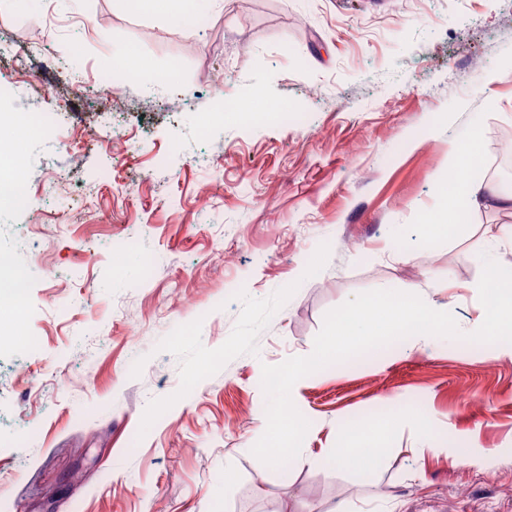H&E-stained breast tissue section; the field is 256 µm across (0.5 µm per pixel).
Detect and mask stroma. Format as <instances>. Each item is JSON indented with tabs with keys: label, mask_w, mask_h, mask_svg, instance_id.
Instances as JSON below:
<instances>
[{
	"label": "stroma",
	"mask_w": 512,
	"mask_h": 512,
	"mask_svg": "<svg viewBox=\"0 0 512 512\" xmlns=\"http://www.w3.org/2000/svg\"><path fill=\"white\" fill-rule=\"evenodd\" d=\"M0 39L42 45L23 70L0 62V106L107 108L129 143L79 140L71 111L20 138L55 222L35 235L30 212L0 209V251L30 285V341L0 349V512H512L504 343L412 336L297 381L311 455L382 410L430 421L370 475L251 452L263 365L309 355L355 294L415 286L462 332L482 324V258L512 268V209L432 219L448 151L473 135L471 176L512 193L493 149L512 130V0H0ZM127 50L175 81L107 102L97 81ZM230 99L299 119L251 123Z\"/></svg>",
	"instance_id": "stroma-1"
}]
</instances>
